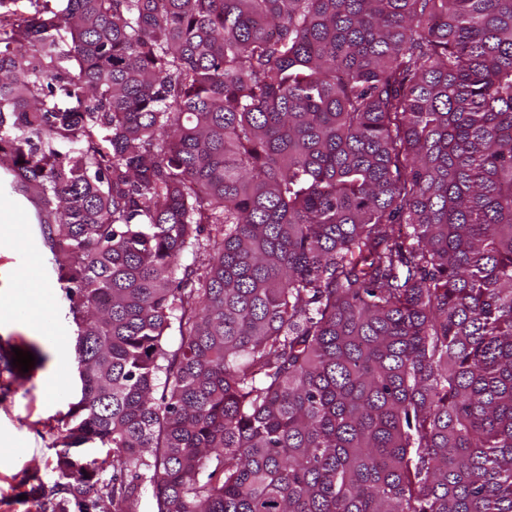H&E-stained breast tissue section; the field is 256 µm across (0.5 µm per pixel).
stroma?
Masks as SVG:
<instances>
[{
  "label": "stroma",
  "instance_id": "35a3bbf8",
  "mask_svg": "<svg viewBox=\"0 0 512 512\" xmlns=\"http://www.w3.org/2000/svg\"><path fill=\"white\" fill-rule=\"evenodd\" d=\"M13 177L0 167V196L19 199L23 209L16 227L27 238L17 248L0 226V351L36 345L43 362L17 375L0 361V512H41L45 491L59 479L56 452L60 430L77 402L80 385L77 371L57 378L58 357L54 341L36 331L14 307L16 281L23 268L50 277L46 290L58 316V336L74 345L77 327L64 288L53 277L50 254L40 235L41 214L34 197L12 186Z\"/></svg>",
  "mask_w": 512,
  "mask_h": 512
}]
</instances>
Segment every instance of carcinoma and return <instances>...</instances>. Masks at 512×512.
<instances>
[{
    "label": "carcinoma",
    "instance_id": "carcinoma-1",
    "mask_svg": "<svg viewBox=\"0 0 512 512\" xmlns=\"http://www.w3.org/2000/svg\"><path fill=\"white\" fill-rule=\"evenodd\" d=\"M0 164L77 326L43 512H512V0H0Z\"/></svg>",
    "mask_w": 512,
    "mask_h": 512
}]
</instances>
